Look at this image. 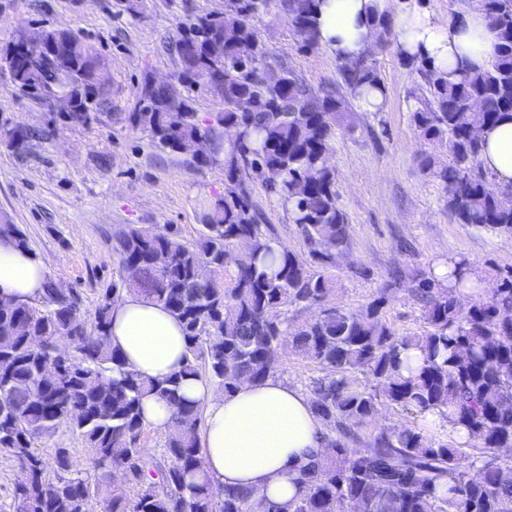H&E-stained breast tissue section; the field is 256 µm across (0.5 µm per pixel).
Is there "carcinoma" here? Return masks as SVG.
I'll use <instances>...</instances> for the list:
<instances>
[{
    "label": "carcinoma",
    "instance_id": "1",
    "mask_svg": "<svg viewBox=\"0 0 512 512\" xmlns=\"http://www.w3.org/2000/svg\"><path fill=\"white\" fill-rule=\"evenodd\" d=\"M316 3L279 0L306 50L318 46ZM265 6V0H224L223 13L187 19L172 46L180 65L174 82L156 86L144 77L133 111L121 116L161 150L176 153L184 141L207 139L211 156L193 160L197 167L224 155V196L208 206L200 238L188 244L171 225L120 232L112 252L122 271L135 275L103 289L90 321L50 282L35 302L0 300V451L29 472L25 484L14 485L12 512H95L98 504L104 512H326L334 499L354 504L356 512H512V460L492 455L475 476L463 466L472 451L512 448V277L464 307L455 292L479 293L466 276L467 262H457L448 287L415 276L409 292L422 303L425 330L414 336L396 334L381 319L398 275L361 309L330 302L349 225L328 156L349 103L341 90L315 92L290 71L279 85L262 81L268 50L256 21ZM469 6L486 15L494 34L486 68L449 76L415 57L404 60L424 82L412 113L418 135L440 148L418 162L444 185L448 211L459 223L511 232L512 185L492 182L481 155L483 128L512 113V0H469ZM218 31L224 48L212 54ZM35 34L45 43L72 37V65L30 49L11 56L5 44L0 73L31 101L70 95L77 83L87 113L56 115L52 123L101 122L112 105L110 86L96 80L102 54L67 31L41 27ZM338 74L351 95L382 86L369 55L338 63ZM215 82L224 109L205 122L193 93ZM475 103L481 111H471ZM38 133L48 130L8 124L0 128V143L22 155ZM250 179L288 206L307 254L288 248L273 225L262 223ZM0 236L29 248L5 214ZM242 240L250 248L234 260L232 287L198 277L203 264L223 269ZM124 292L147 296L180 320L186 353L179 372L151 380L109 346L113 300ZM311 305L321 307L317 319L288 320L289 309ZM285 349L328 371L308 390L331 447L299 470L302 493L283 511L241 486L216 489L201 474L203 409L184 396L183 386L202 378L229 394L245 381L261 383L276 376ZM411 350L419 352L414 364L402 358ZM356 373L372 385L359 386ZM146 396L172 412L158 456L140 443ZM380 399L417 417L436 412L468 438L389 426L363 438L359 430ZM62 425L82 439L90 471L74 469L68 449L58 448L51 478L36 440Z\"/></svg>",
    "mask_w": 512,
    "mask_h": 512
}]
</instances>
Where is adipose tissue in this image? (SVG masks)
Returning a JSON list of instances; mask_svg holds the SVG:
<instances>
[{
    "mask_svg": "<svg viewBox=\"0 0 512 512\" xmlns=\"http://www.w3.org/2000/svg\"><path fill=\"white\" fill-rule=\"evenodd\" d=\"M378 14L389 20L402 56L424 58L439 73L483 67L494 49L482 11L442 18L419 0H320L319 46L340 61L366 55ZM481 159L497 183H512V116L486 128ZM48 275L43 260L0 238V297L35 301ZM109 343L134 369L154 379L179 371L186 347L179 320L143 295L114 304ZM183 393L205 411L201 465L214 486L248 488L279 506L299 494V468L309 454L324 449L307 394L278 378L245 382L224 396L195 378L185 383Z\"/></svg>",
    "mask_w": 512,
    "mask_h": 512,
    "instance_id": "ef3b65f1",
    "label": "adipose tissue"
}]
</instances>
